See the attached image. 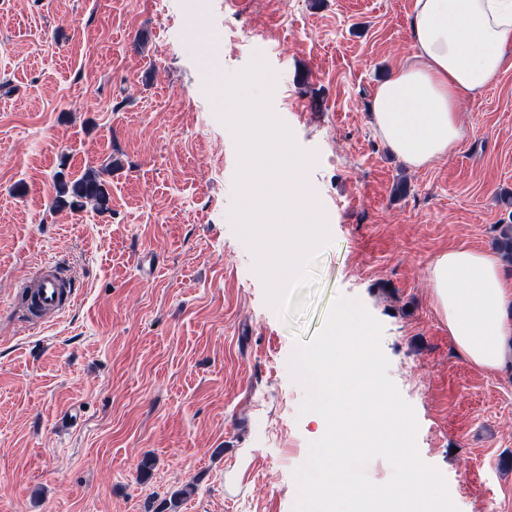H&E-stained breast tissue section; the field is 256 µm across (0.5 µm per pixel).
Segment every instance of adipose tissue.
Here are the masks:
<instances>
[{"instance_id": "1", "label": "adipose tissue", "mask_w": 512, "mask_h": 512, "mask_svg": "<svg viewBox=\"0 0 512 512\" xmlns=\"http://www.w3.org/2000/svg\"><path fill=\"white\" fill-rule=\"evenodd\" d=\"M410 63L375 91V128L409 167L450 156L464 134L463 101L493 85L512 59V0H415ZM448 332L474 364L512 360V287L499 257L448 251L428 270Z\"/></svg>"}]
</instances>
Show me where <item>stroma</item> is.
I'll return each instance as SVG.
<instances>
[{
    "instance_id": "stroma-1",
    "label": "stroma",
    "mask_w": 512,
    "mask_h": 512,
    "mask_svg": "<svg viewBox=\"0 0 512 512\" xmlns=\"http://www.w3.org/2000/svg\"><path fill=\"white\" fill-rule=\"evenodd\" d=\"M0 0V512H292L321 433L289 360L342 296L383 326L421 459L460 512H512V362L457 348L428 270L512 223V67L465 102L451 156L413 169L371 123L411 53L414 0ZM262 54L274 113L317 153L329 240L280 317L230 210L238 155L205 91ZM104 171L105 212L53 206ZM46 259L78 286L36 323ZM192 493H185L187 484Z\"/></svg>"
}]
</instances>
